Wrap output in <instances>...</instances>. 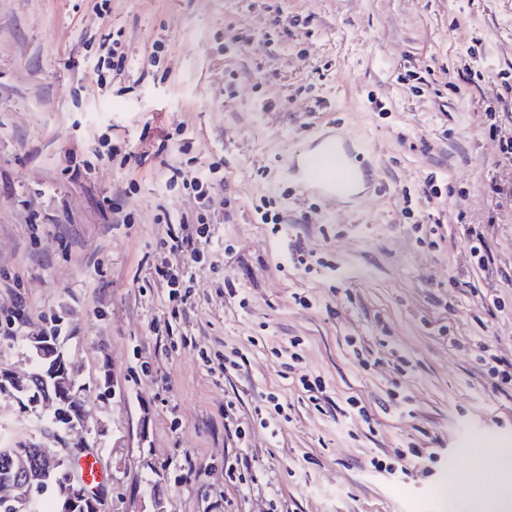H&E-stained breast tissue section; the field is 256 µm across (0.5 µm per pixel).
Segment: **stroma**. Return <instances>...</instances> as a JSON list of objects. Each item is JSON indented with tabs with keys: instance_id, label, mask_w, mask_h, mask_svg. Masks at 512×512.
<instances>
[{
	"instance_id": "obj_1",
	"label": "stroma",
	"mask_w": 512,
	"mask_h": 512,
	"mask_svg": "<svg viewBox=\"0 0 512 512\" xmlns=\"http://www.w3.org/2000/svg\"><path fill=\"white\" fill-rule=\"evenodd\" d=\"M94 3L0 0V278L18 280L0 307L23 298L27 318L0 336V367L30 371L28 335L57 327L87 412L58 438L48 416L0 398V443L95 453L103 512H153L156 480L164 512H441L440 487L468 468L461 448L512 445V385L493 386L478 362L484 345L512 361V200L490 190L512 184L500 151L512 0ZM107 36L122 75L98 64ZM332 126L366 151L371 177L354 198L289 177ZM166 133L164 151L144 155ZM104 141L128 161L97 157ZM73 156L89 178L72 180ZM213 162L211 240L179 311L150 268L159 218L202 209L167 172ZM431 173L433 234L403 198ZM262 200L283 215L279 233L256 221ZM490 222L494 264H464L468 228ZM295 243L317 267L289 263ZM234 348L246 361L227 375ZM304 374L327 384L324 410L302 396ZM390 391L407 412L381 410ZM270 393L288 407L275 436L255 415ZM350 396L370 423L346 417ZM412 439L426 456L408 477L372 475V456L395 460ZM240 457L244 484L226 473Z\"/></svg>"
}]
</instances>
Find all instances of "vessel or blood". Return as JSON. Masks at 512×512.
<instances>
[{
    "label": "vessel or blood",
    "instance_id": "obj_1",
    "mask_svg": "<svg viewBox=\"0 0 512 512\" xmlns=\"http://www.w3.org/2000/svg\"><path fill=\"white\" fill-rule=\"evenodd\" d=\"M358 153L344 138H337L332 150L320 151L311 165L297 168V177L320 195H354L366 168L357 162Z\"/></svg>",
    "mask_w": 512,
    "mask_h": 512
}]
</instances>
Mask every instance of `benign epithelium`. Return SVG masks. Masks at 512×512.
I'll return each mask as SVG.
<instances>
[{
    "label": "benign epithelium",
    "mask_w": 512,
    "mask_h": 512,
    "mask_svg": "<svg viewBox=\"0 0 512 512\" xmlns=\"http://www.w3.org/2000/svg\"><path fill=\"white\" fill-rule=\"evenodd\" d=\"M30 348L36 359L34 370L19 374L11 368L0 367V395L18 403H27L33 409L53 410L55 420L65 421L64 427L73 429L86 423L84 406L70 395L73 381L71 371L52 340L42 336L29 338ZM25 448L15 449L14 468L0 476V506L8 512H17L33 503L34 488L39 485L28 468ZM42 476L48 486L65 490L61 512L72 508L87 495V489L72 469L68 457L53 448H42Z\"/></svg>",
    "instance_id": "benign-epithelium-1"
}]
</instances>
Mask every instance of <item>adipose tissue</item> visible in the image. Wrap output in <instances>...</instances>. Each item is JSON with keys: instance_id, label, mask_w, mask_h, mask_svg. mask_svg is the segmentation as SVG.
<instances>
[{"instance_id": "adipose-tissue-1", "label": "adipose tissue", "mask_w": 512, "mask_h": 512, "mask_svg": "<svg viewBox=\"0 0 512 512\" xmlns=\"http://www.w3.org/2000/svg\"><path fill=\"white\" fill-rule=\"evenodd\" d=\"M468 461V471L460 484L471 512H512V448H466L462 451ZM494 465L500 480L492 485L479 480L487 465Z\"/></svg>"}]
</instances>
